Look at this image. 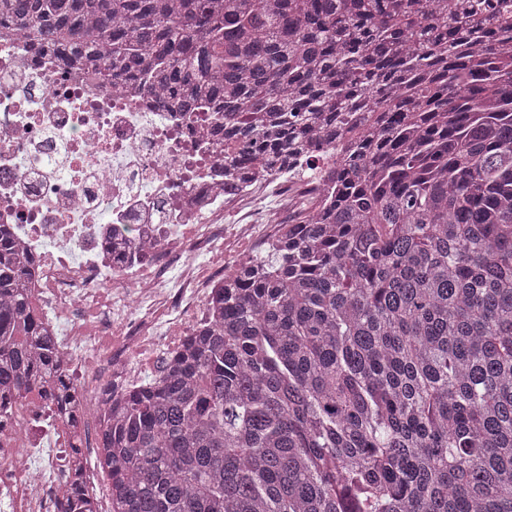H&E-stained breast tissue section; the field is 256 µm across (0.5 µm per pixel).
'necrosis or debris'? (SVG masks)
Returning a JSON list of instances; mask_svg holds the SVG:
<instances>
[{"label": "necrosis or debris", "mask_w": 512, "mask_h": 512, "mask_svg": "<svg viewBox=\"0 0 512 512\" xmlns=\"http://www.w3.org/2000/svg\"><path fill=\"white\" fill-rule=\"evenodd\" d=\"M306 180L224 174L210 113L190 119L134 89L60 71L0 27V224L34 257L28 286L81 394L90 450L103 389L152 380L210 318L226 272L277 239ZM71 436L45 403L0 419V512H63Z\"/></svg>", "instance_id": "obj_1"}]
</instances>
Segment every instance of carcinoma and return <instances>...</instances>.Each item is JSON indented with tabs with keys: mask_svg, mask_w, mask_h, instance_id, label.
Wrapping results in <instances>:
<instances>
[{
	"mask_svg": "<svg viewBox=\"0 0 512 512\" xmlns=\"http://www.w3.org/2000/svg\"><path fill=\"white\" fill-rule=\"evenodd\" d=\"M318 198L105 408L112 512H512V0H0ZM0 228V395L74 404ZM66 512H98L75 434Z\"/></svg>",
	"mask_w": 512,
	"mask_h": 512,
	"instance_id": "cac0c4a2",
	"label": "carcinoma"
}]
</instances>
